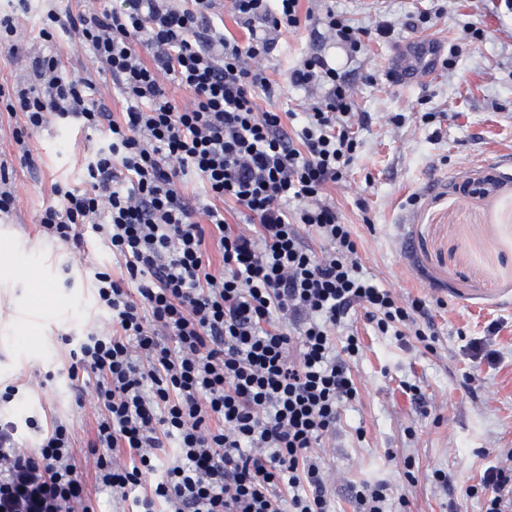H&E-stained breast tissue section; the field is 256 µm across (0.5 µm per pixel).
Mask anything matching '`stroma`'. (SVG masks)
I'll use <instances>...</instances> for the list:
<instances>
[{
	"label": "stroma",
	"mask_w": 512,
	"mask_h": 512,
	"mask_svg": "<svg viewBox=\"0 0 512 512\" xmlns=\"http://www.w3.org/2000/svg\"><path fill=\"white\" fill-rule=\"evenodd\" d=\"M19 49L0 48V83H26L49 4L30 0ZM308 26L282 32L268 75L277 98L260 108L289 113L300 127L309 92L288 72L306 55L355 77L353 104L368 112L354 127L359 143L342 181L326 190L342 222L352 225L363 271L405 298L427 301L437 327L433 349L375 331L363 313L336 329V345L356 336L346 363L357 398L341 409L336 434L317 454L332 481V512H357L351 488L386 484L392 512H485L472 491L491 466L512 463V9L504 0H303ZM369 31L360 52L322 33L327 11ZM391 28L376 36L377 26ZM432 39L455 46L452 69L417 83L393 79L397 49ZM433 123H422V113ZM101 135L76 124L35 132L34 167L16 166L18 204L0 215V388L17 386L0 417L15 422L25 446L35 433L25 420L62 421L85 448L95 426L91 395L76 398L67 372L66 337L107 329L94 302L90 271L112 266L107 246L87 234L81 251L42 238L38 217L56 203L55 186L83 185L84 163ZM503 171L496 191L474 197L461 186L484 163ZM502 327L491 336V321ZM418 386L425 405L411 399ZM448 475L435 483V471ZM407 507H399V498Z\"/></svg>",
	"instance_id": "35a3bbf8"
}]
</instances>
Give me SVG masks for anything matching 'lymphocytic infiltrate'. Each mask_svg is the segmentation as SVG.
I'll list each match as a JSON object with an SVG mask.
<instances>
[{"label":"lymphocytic infiltrate","mask_w":512,"mask_h":512,"mask_svg":"<svg viewBox=\"0 0 512 512\" xmlns=\"http://www.w3.org/2000/svg\"><path fill=\"white\" fill-rule=\"evenodd\" d=\"M213 2L48 9L42 40L90 50L98 69L76 74L55 53L38 55L29 84H0V112L22 115L12 145L27 166L29 135L49 118L102 135L85 187H56L57 204L39 217L58 243L80 245L92 231L126 273H94L110 329L88 334L68 370L74 380L93 376L98 414L86 448L100 484L139 512H330L327 475L311 451L357 396L336 356L337 325L360 309L379 332L410 324L425 342L432 316L425 301L361 273L351 225L324 200L357 148L350 124L368 121L353 110L351 78L315 53L296 65L293 85L324 88L298 130L256 102L257 92L279 93L267 76L272 34L305 26L301 0H228L244 41L214 25ZM99 74L127 104L121 118L98 94ZM170 82L191 92L188 105L173 102ZM191 172L209 204L185 193ZM224 199L243 223L226 221ZM308 227L326 249L306 245ZM27 426L37 446H22L13 424L0 422V512H91L68 427ZM161 459L164 473L152 480ZM480 489L486 512H512V468L489 467Z\"/></svg>","instance_id":"1"}]
</instances>
